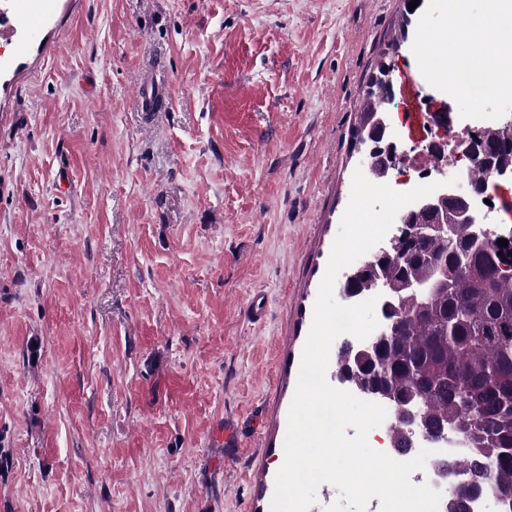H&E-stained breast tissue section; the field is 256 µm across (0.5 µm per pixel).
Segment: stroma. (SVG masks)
Segmentation results:
<instances>
[{
	"label": "stroma",
	"mask_w": 512,
	"mask_h": 512,
	"mask_svg": "<svg viewBox=\"0 0 512 512\" xmlns=\"http://www.w3.org/2000/svg\"><path fill=\"white\" fill-rule=\"evenodd\" d=\"M61 3L0 74V512H270L379 64L406 149L512 92L430 80L448 0ZM166 87L164 80L153 73L149 74L139 98L142 112H156L166 103Z\"/></svg>",
	"instance_id": "1"
}]
</instances>
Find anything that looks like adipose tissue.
<instances>
[{"mask_svg": "<svg viewBox=\"0 0 512 512\" xmlns=\"http://www.w3.org/2000/svg\"><path fill=\"white\" fill-rule=\"evenodd\" d=\"M461 2L449 0L448 31L462 36V44L450 48L447 68L432 71L431 77L435 82L472 98L503 93L506 86L498 82L488 87L464 86L462 74L476 60L483 62L486 71H499L497 49L512 44V0H494L487 11L477 15L462 14Z\"/></svg>", "mask_w": 512, "mask_h": 512, "instance_id": "obj_1", "label": "adipose tissue"}]
</instances>
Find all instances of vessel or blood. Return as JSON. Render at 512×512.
<instances>
[{
    "instance_id": "1",
    "label": "vessel or blood",
    "mask_w": 512,
    "mask_h": 512,
    "mask_svg": "<svg viewBox=\"0 0 512 512\" xmlns=\"http://www.w3.org/2000/svg\"><path fill=\"white\" fill-rule=\"evenodd\" d=\"M58 0H43L41 10L29 7V0H0V37L13 46L11 60H0V72L8 70L12 60L28 55L34 34L43 31L57 12ZM167 84L157 75H149L143 86L139 104L142 111H158L167 100Z\"/></svg>"
}]
</instances>
